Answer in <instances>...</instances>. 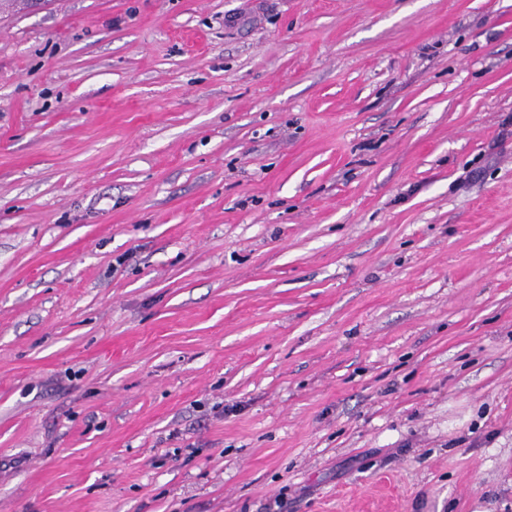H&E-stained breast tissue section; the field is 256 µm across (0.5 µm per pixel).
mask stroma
Returning a JSON list of instances; mask_svg holds the SVG:
<instances>
[{
  "instance_id": "obj_1",
  "label": "stroma",
  "mask_w": 512,
  "mask_h": 512,
  "mask_svg": "<svg viewBox=\"0 0 512 512\" xmlns=\"http://www.w3.org/2000/svg\"><path fill=\"white\" fill-rule=\"evenodd\" d=\"M512 512V0L0 12V512Z\"/></svg>"
}]
</instances>
